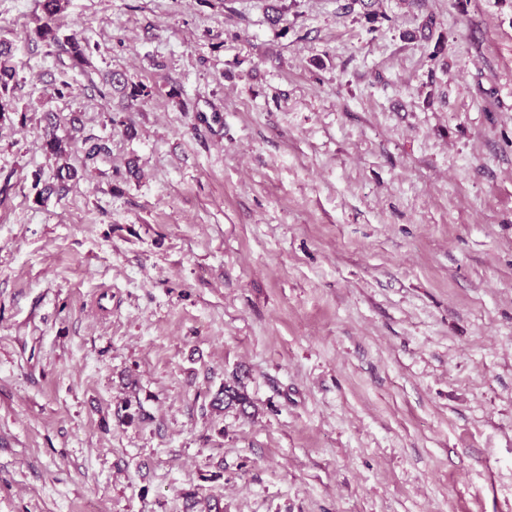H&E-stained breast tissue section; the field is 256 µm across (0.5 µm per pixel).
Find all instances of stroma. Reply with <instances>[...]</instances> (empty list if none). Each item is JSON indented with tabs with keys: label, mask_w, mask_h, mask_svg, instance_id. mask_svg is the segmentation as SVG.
Segmentation results:
<instances>
[{
	"label": "stroma",
	"mask_w": 512,
	"mask_h": 512,
	"mask_svg": "<svg viewBox=\"0 0 512 512\" xmlns=\"http://www.w3.org/2000/svg\"><path fill=\"white\" fill-rule=\"evenodd\" d=\"M43 21L0 0V512H512V0ZM249 404L250 401L244 393L240 392L235 386L226 384L212 401V406L217 409H223L222 405L225 409L237 405L243 412L246 411V406H249Z\"/></svg>",
	"instance_id": "35a3bbf8"
}]
</instances>
